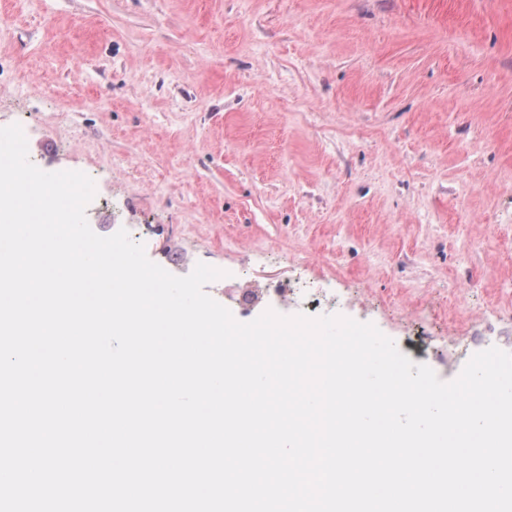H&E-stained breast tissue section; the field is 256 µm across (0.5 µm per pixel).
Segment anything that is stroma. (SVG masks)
Returning <instances> with one entry per match:
<instances>
[{
  "label": "stroma",
  "mask_w": 512,
  "mask_h": 512,
  "mask_svg": "<svg viewBox=\"0 0 512 512\" xmlns=\"http://www.w3.org/2000/svg\"><path fill=\"white\" fill-rule=\"evenodd\" d=\"M14 123L53 136L39 169L91 176V228L150 225L151 261L223 270L216 301L243 274L366 288L362 321L407 355L446 335L461 276L512 306V0H0ZM475 223L497 238L464 247Z\"/></svg>",
  "instance_id": "stroma-1"
}]
</instances>
